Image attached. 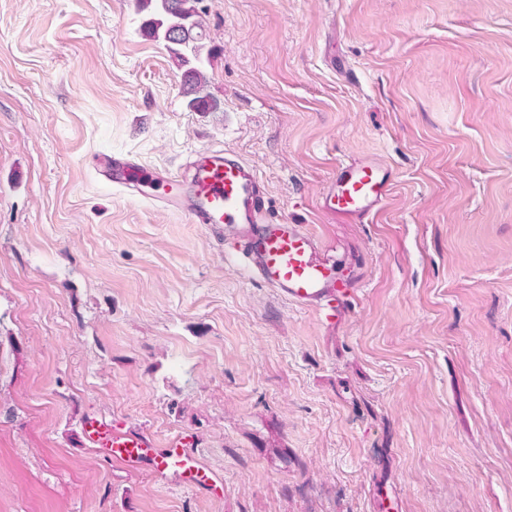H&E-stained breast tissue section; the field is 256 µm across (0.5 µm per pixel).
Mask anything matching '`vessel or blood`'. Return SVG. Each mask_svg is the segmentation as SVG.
I'll list each match as a JSON object with an SVG mask.
<instances>
[{
  "mask_svg": "<svg viewBox=\"0 0 512 512\" xmlns=\"http://www.w3.org/2000/svg\"><path fill=\"white\" fill-rule=\"evenodd\" d=\"M111 163L113 185L145 199L151 187H161L192 223L222 229L233 251L243 256L245 272L274 288L281 298L326 320L344 312L351 288L339 276L335 256L323 250L307 225L269 217L262 181L238 156L217 148L196 150L184 175H163L123 155L112 156ZM392 188L389 169L368 156L337 167L319 207L346 219H363L384 207ZM81 436L114 466H147L153 478L169 488L214 494L224 487L223 475L201 460L185 436L161 442L148 432H134L101 417L86 418Z\"/></svg>",
  "mask_w": 512,
  "mask_h": 512,
  "instance_id": "1",
  "label": "vessel or blood"
}]
</instances>
